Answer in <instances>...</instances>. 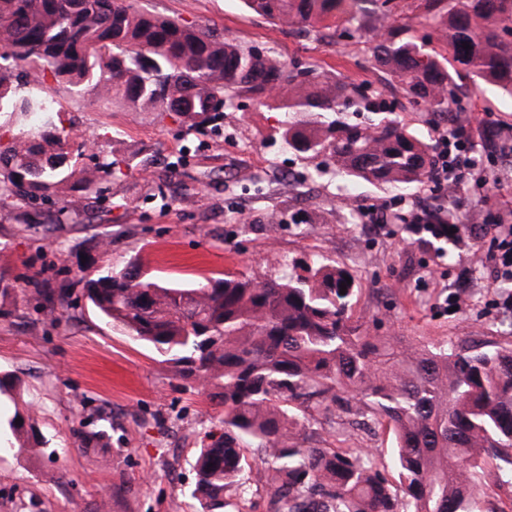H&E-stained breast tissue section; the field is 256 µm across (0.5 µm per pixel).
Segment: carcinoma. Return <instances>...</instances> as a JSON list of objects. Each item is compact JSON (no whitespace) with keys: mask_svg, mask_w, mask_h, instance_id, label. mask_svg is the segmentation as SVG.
I'll return each instance as SVG.
<instances>
[{"mask_svg":"<svg viewBox=\"0 0 512 512\" xmlns=\"http://www.w3.org/2000/svg\"><path fill=\"white\" fill-rule=\"evenodd\" d=\"M243 2L309 34L338 19L372 34L376 63L409 103L432 112L452 110L463 75L512 98V0H418L416 19L434 24V42L418 39L409 20L380 22L393 0ZM19 68L78 95L92 90L114 108L172 112L192 127L252 100L285 114L280 138L315 162L311 178L407 189L431 176V146L397 118L348 119L384 106L342 77L328 80L209 25L143 12L133 0H0V113L43 120L0 141L3 207L62 194L73 180L95 198L118 165L74 168L55 123L58 102L15 83ZM347 275L315 255L276 279L226 276L198 288L162 284L135 260L80 277L106 323L153 346L224 407L192 466L199 512H229L226 492L248 493L250 448L267 468L270 512H483L476 489L488 458L512 484V348L373 336L352 319ZM306 403L331 426L368 415L389 429L394 480L367 448L304 447ZM33 414L15 411L1 448L45 444Z\"/></svg>","mask_w":512,"mask_h":512,"instance_id":"1","label":"carcinoma"}]
</instances>
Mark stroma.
<instances>
[{
    "instance_id": "stroma-1",
    "label": "stroma",
    "mask_w": 512,
    "mask_h": 512,
    "mask_svg": "<svg viewBox=\"0 0 512 512\" xmlns=\"http://www.w3.org/2000/svg\"><path fill=\"white\" fill-rule=\"evenodd\" d=\"M138 9L208 24L226 39L259 46L289 61L313 63L391 101L410 130L432 139L435 127L470 132L475 158L502 182L488 193L465 192L457 212L473 207L489 220L512 209V101L461 79L460 108L437 120L410 105L374 61L367 38H299L248 11L242 0H135ZM61 105L71 134L72 164L92 155L118 161L99 198L64 194L0 208V276L16 297L0 298V416L36 405L46 439L37 453L0 456V512H196L189 495L203 435L222 409L203 387L178 377L152 347L106 324L88 300L71 301L57 319L43 314L32 281L62 291L82 273L140 259L162 281L194 286L226 275L276 277L278 259L322 255L354 278V317L371 334L423 343L454 340L512 345V311L497 306L503 286L485 266L492 238L421 243L405 224L371 229L365 211L407 212L416 203L448 205L446 191L419 184L394 190L360 183L345 196L341 179L299 186L312 164L288 150L277 131L283 113L244 103L215 128L196 130L168 114L118 110L94 93L71 96L29 69ZM492 122L480 124L482 113ZM463 296L451 308L452 293ZM308 446L370 449L388 460L392 444L376 426L324 430L305 409ZM107 430L108 447L85 450L84 436Z\"/></svg>"
}]
</instances>
